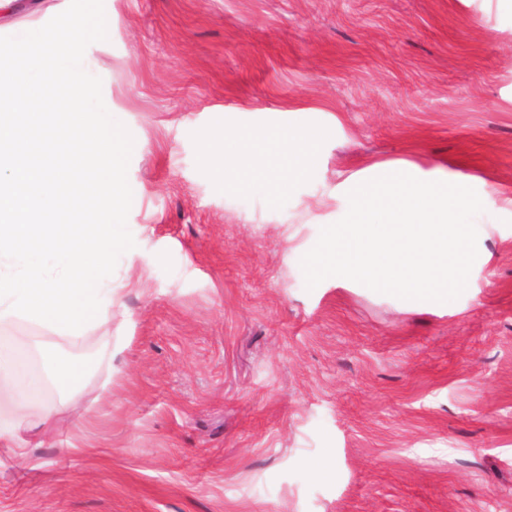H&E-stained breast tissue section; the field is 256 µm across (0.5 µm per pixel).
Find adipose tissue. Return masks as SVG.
Segmentation results:
<instances>
[{
	"label": "adipose tissue",
	"instance_id": "1",
	"mask_svg": "<svg viewBox=\"0 0 512 512\" xmlns=\"http://www.w3.org/2000/svg\"><path fill=\"white\" fill-rule=\"evenodd\" d=\"M206 161L214 172L225 177L237 176L254 191L276 197L286 189L288 176L303 178L314 174L313 145L303 136L287 132H252L243 138L225 141L208 151ZM0 379L13 381L15 403L10 415L0 414V447L19 458H27L23 441L26 433L51 421V413L32 416L30 407L39 399V383H22L12 353L0 349Z\"/></svg>",
	"mask_w": 512,
	"mask_h": 512
}]
</instances>
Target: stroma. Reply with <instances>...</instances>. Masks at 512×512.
<instances>
[{
	"label": "stroma",
	"mask_w": 512,
	"mask_h": 512,
	"mask_svg": "<svg viewBox=\"0 0 512 512\" xmlns=\"http://www.w3.org/2000/svg\"><path fill=\"white\" fill-rule=\"evenodd\" d=\"M69 0H14L0 36ZM83 67L134 138L112 307L64 337L0 322L53 390L33 470L0 447V512H512V0H104ZM309 137L276 198L225 190L218 136ZM478 193V257L429 305L302 256L371 162ZM50 373L52 381L60 387H70L78 384L85 373V369L79 362L72 360H50Z\"/></svg>",
	"instance_id": "obj_1"
}]
</instances>
